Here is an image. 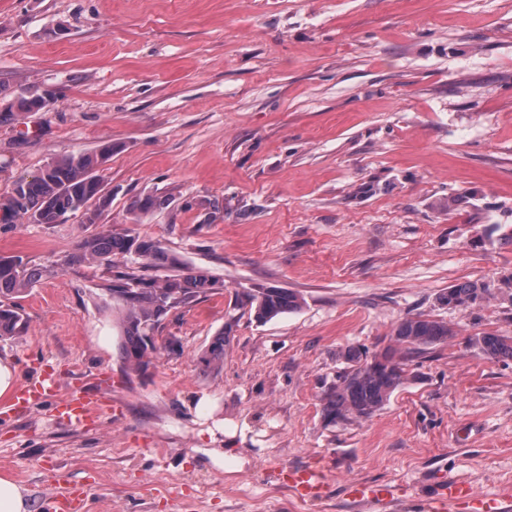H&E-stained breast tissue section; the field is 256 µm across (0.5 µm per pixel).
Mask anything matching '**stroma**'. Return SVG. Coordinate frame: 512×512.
Segmentation results:
<instances>
[{
  "label": "stroma",
  "mask_w": 512,
  "mask_h": 512,
  "mask_svg": "<svg viewBox=\"0 0 512 512\" xmlns=\"http://www.w3.org/2000/svg\"><path fill=\"white\" fill-rule=\"evenodd\" d=\"M0 88L57 94L0 124V198L114 146L99 223L0 222V258L40 272L15 298L25 332L0 338L16 384L48 368L58 393L112 404L82 428L46 404L0 415V475L31 512L69 486L87 488L83 512H354L353 482L394 487L373 512H424L452 481L472 490L452 512L512 495V360L470 343L512 336V0H0ZM145 197L165 204L132 211ZM104 230L176 264L75 261ZM191 269L222 289L172 310L147 372L127 369L117 272ZM466 281L498 295L439 304ZM266 287L301 308L258 322L235 297ZM419 314L455 337L371 418L327 422L342 351L379 352ZM221 333L224 360L205 365ZM290 466L324 470L327 495L296 499Z\"/></svg>",
  "instance_id": "1"
}]
</instances>
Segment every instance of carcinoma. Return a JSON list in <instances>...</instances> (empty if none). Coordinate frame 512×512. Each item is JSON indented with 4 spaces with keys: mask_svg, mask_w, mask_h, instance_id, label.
<instances>
[{
    "mask_svg": "<svg viewBox=\"0 0 512 512\" xmlns=\"http://www.w3.org/2000/svg\"><path fill=\"white\" fill-rule=\"evenodd\" d=\"M0 99V122L11 120L14 112L27 107L13 97ZM113 149L112 144L105 143L92 152L51 161L31 178L16 180L10 195L0 201V219L56 224L66 215L80 212L83 223H98L111 204V196L105 192L98 172ZM132 255L149 262L166 259L160 244L150 237L103 231L84 239L76 260L110 264L118 256ZM37 277L38 270L27 267L22 259H1L0 297L23 293ZM219 289L218 281L204 271L189 270L149 282L134 273L119 276L112 293L123 309L120 327L125 364L135 372H146L152 356L158 352L151 332L171 310ZM441 297L450 308L466 309L481 305L493 294L485 285L468 281L448 288ZM236 301L254 309L256 320L262 323L296 311L302 305L299 295L277 287L239 295ZM25 325L18 306L0 303V337L18 336ZM455 335L447 323L419 315L403 319L392 334L393 344L381 353L370 356L364 347H348L341 355L347 370L323 397L324 419L336 423L372 417L404 383L407 361L430 346L447 343ZM471 345L487 359H512V337L486 334L472 338ZM223 358L221 334L202 360L210 365Z\"/></svg>",
    "mask_w": 512,
    "mask_h": 512,
    "instance_id": "obj_1",
    "label": "carcinoma"
}]
</instances>
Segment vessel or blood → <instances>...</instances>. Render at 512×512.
Returning a JSON list of instances; mask_svg holds the SVG:
<instances>
[{
  "mask_svg": "<svg viewBox=\"0 0 512 512\" xmlns=\"http://www.w3.org/2000/svg\"><path fill=\"white\" fill-rule=\"evenodd\" d=\"M45 402L52 403L59 420L77 427L84 425L105 408L103 402L85 391H76L63 399H56L53 375L46 372L39 380L17 388L7 410L13 413ZM283 482L285 487L303 502L325 496L327 493V480L323 471L319 469L288 468L283 473ZM346 495L352 503L361 507L382 505L393 498L389 488L367 483L349 484Z\"/></svg>",
  "mask_w": 512,
  "mask_h": 512,
  "instance_id": "vessel-or-blood-1",
  "label": "vessel or blood"
}]
</instances>
